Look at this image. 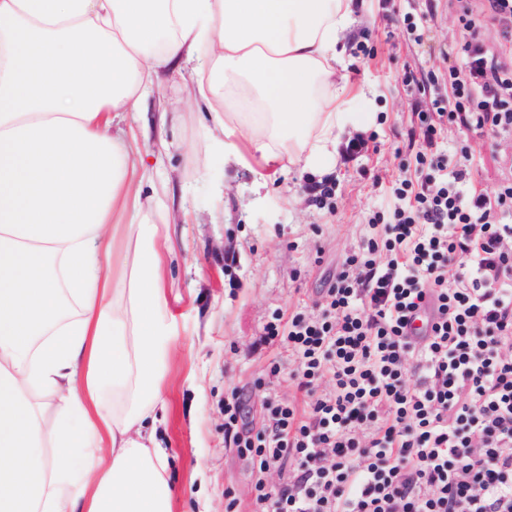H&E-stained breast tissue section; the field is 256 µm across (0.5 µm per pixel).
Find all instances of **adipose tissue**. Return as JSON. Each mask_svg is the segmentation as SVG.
Instances as JSON below:
<instances>
[{"label":"adipose tissue","mask_w":512,"mask_h":512,"mask_svg":"<svg viewBox=\"0 0 512 512\" xmlns=\"http://www.w3.org/2000/svg\"><path fill=\"white\" fill-rule=\"evenodd\" d=\"M361 6L0 0V512H172L171 238L124 121L188 64L225 163L324 173L369 118L346 63Z\"/></svg>","instance_id":"adipose-tissue-1"}]
</instances>
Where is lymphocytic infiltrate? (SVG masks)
<instances>
[{
	"label": "lymphocytic infiltrate",
	"instance_id": "lymphocytic-infiltrate-1",
	"mask_svg": "<svg viewBox=\"0 0 512 512\" xmlns=\"http://www.w3.org/2000/svg\"><path fill=\"white\" fill-rule=\"evenodd\" d=\"M512 132V68L478 40L448 69V93L418 115ZM400 205L320 298L267 325L296 363L307 411L269 396L256 437L238 397L224 437L257 461L254 512H512V183L478 191L466 164L418 152ZM430 311L413 338L412 315ZM331 376L333 387L318 393ZM288 478L278 491L265 475Z\"/></svg>",
	"mask_w": 512,
	"mask_h": 512
}]
</instances>
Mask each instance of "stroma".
<instances>
[{
	"mask_svg": "<svg viewBox=\"0 0 512 512\" xmlns=\"http://www.w3.org/2000/svg\"><path fill=\"white\" fill-rule=\"evenodd\" d=\"M408 13L427 20L421 41L403 32ZM465 33L457 0H365L348 74L364 92L352 107L371 121L344 136L362 151H339L324 175L225 168L206 146L213 117L204 101L187 100L192 76L161 78L141 103L140 144L153 155L143 195L174 247L167 292L177 337L165 380L168 413L158 426L173 512H252L253 466L224 440V399L239 395L254 434L264 424L266 395L306 410L291 353L267 343L264 328L298 311L320 315L322 290L371 237L374 215L389 213L390 187L418 151H468L474 185L491 196L512 178V134H475L447 121L426 146L417 115L446 89L420 92L402 81L409 69L447 73ZM161 134L169 148L158 155Z\"/></svg>",
	"mask_w": 512,
	"mask_h": 512,
	"instance_id": "stroma-1",
	"label": "stroma"
}]
</instances>
